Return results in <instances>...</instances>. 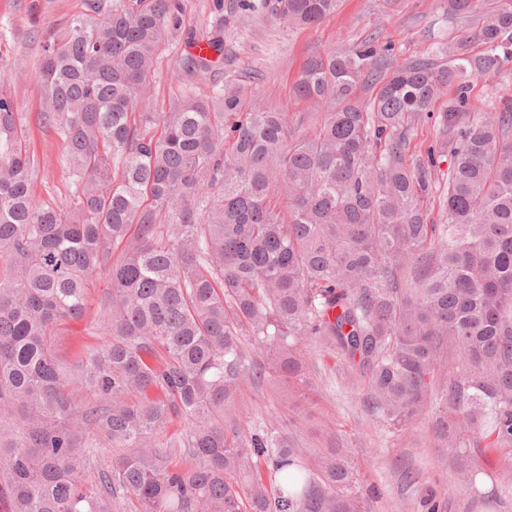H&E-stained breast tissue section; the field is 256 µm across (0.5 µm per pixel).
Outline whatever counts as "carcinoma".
<instances>
[{
	"instance_id": "obj_1",
	"label": "carcinoma",
	"mask_w": 512,
	"mask_h": 512,
	"mask_svg": "<svg viewBox=\"0 0 512 512\" xmlns=\"http://www.w3.org/2000/svg\"><path fill=\"white\" fill-rule=\"evenodd\" d=\"M337 6L278 0L276 16L311 26ZM444 8L481 14L479 53L438 43L400 61L373 33L307 57L294 90L314 112L263 106L236 84L152 112L156 51L182 0H88L90 14L42 46L39 121L67 146L66 206L35 203L24 131L0 93L8 512H117L128 495L139 512H363L347 449L310 464L224 413L267 369L303 377L305 342L336 353L389 425L433 402L442 445L461 447L463 417L487 447L512 448V94L485 112L470 104L471 78L512 67V0ZM214 63L196 53L179 66L205 76ZM425 119L438 139L414 158ZM97 276L110 283L104 336L71 364L58 333L83 317ZM248 343L267 365L249 361ZM452 348L462 373L448 371ZM178 414V447L198 460L188 469L158 443ZM104 443L127 452L83 479ZM454 464L472 483L481 473L467 449ZM447 504L445 489L424 500L426 512Z\"/></svg>"
}]
</instances>
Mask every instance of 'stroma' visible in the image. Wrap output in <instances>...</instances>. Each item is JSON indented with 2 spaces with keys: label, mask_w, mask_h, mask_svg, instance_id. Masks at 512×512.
I'll return each mask as SVG.
<instances>
[{
  "label": "stroma",
  "mask_w": 512,
  "mask_h": 512,
  "mask_svg": "<svg viewBox=\"0 0 512 512\" xmlns=\"http://www.w3.org/2000/svg\"><path fill=\"white\" fill-rule=\"evenodd\" d=\"M273 0H184L177 25L162 34L150 86V109L163 112L174 96L191 91L209 97L228 82L257 92L262 102L302 112L294 85L304 60L314 52L348 45L372 33L390 42L397 58L422 48L455 42L475 31L473 20L449 22L443 0H340L335 14L311 27H292L275 18ZM88 0H0V71L5 89L27 129L30 171L37 203L64 204L76 190L65 143L37 115L42 107L38 79L42 46L72 17L86 13ZM224 40V62L214 76L195 77L176 61L212 37ZM109 285L91 284L85 317L61 332L58 348L72 359V337L91 338L90 321ZM308 382L264 374L241 386L227 406L256 429L295 438L313 450L349 449L357 488L367 491L366 512H424L420 500L431 485L448 488L447 512H512V450L485 452L474 486L465 485L431 433L432 410L410 426L391 428L368 412L359 389L341 381L336 357L313 345L303 349ZM414 483H405L403 471Z\"/></svg>",
  "instance_id": "1"
}]
</instances>
